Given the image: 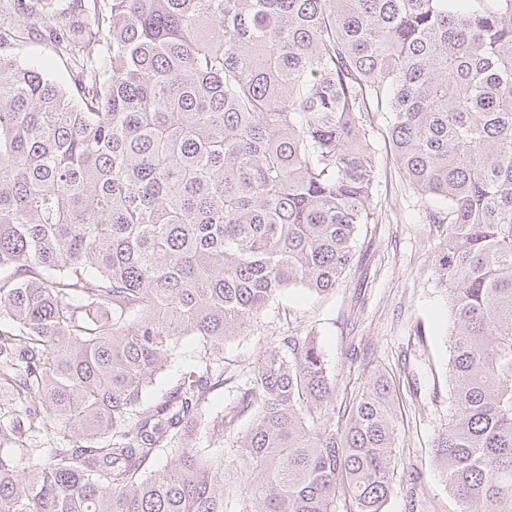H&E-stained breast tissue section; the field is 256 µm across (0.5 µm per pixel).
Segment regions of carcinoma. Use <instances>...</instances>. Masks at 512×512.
Masks as SVG:
<instances>
[{"instance_id":"carcinoma-1","label":"carcinoma","mask_w":512,"mask_h":512,"mask_svg":"<svg viewBox=\"0 0 512 512\" xmlns=\"http://www.w3.org/2000/svg\"><path fill=\"white\" fill-rule=\"evenodd\" d=\"M0 512H383L395 383L336 411L314 337L224 341L334 290L375 222L366 118L438 203L456 512H512V0H0ZM49 39L64 89L17 56ZM183 336L199 360L144 401ZM250 418L231 463L157 452ZM71 443L43 448L49 431ZM233 386V384L225 387L224 385L218 386L210 392L203 405L205 412L209 415L223 412L225 407L229 406L235 397V388H231Z\"/></svg>"}]
</instances>
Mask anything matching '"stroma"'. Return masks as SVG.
<instances>
[{
    "label": "stroma",
    "mask_w": 512,
    "mask_h": 512,
    "mask_svg": "<svg viewBox=\"0 0 512 512\" xmlns=\"http://www.w3.org/2000/svg\"><path fill=\"white\" fill-rule=\"evenodd\" d=\"M377 182L371 200L374 223L362 226L359 258L330 294L296 287L270 302L256 323L224 343L225 362L247 374L280 337L315 336L338 388L356 389L384 369L399 384L394 491L384 512H454L432 443L448 424V296L437 282L433 255L438 241L431 207L404 179L385 138L382 114L370 117ZM194 337L179 340L174 359L160 370L146 399H161L195 367ZM419 509H412V501Z\"/></svg>",
    "instance_id": "1"
}]
</instances>
